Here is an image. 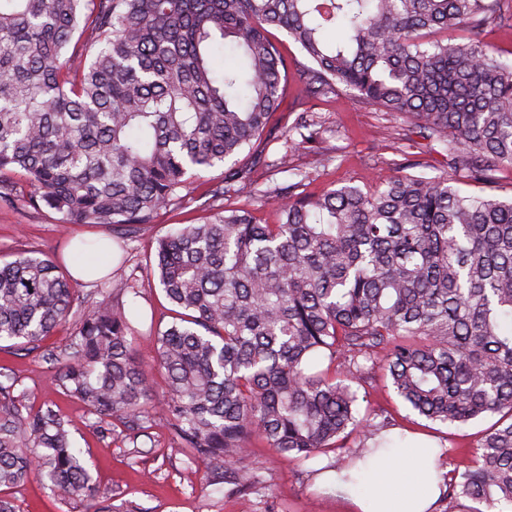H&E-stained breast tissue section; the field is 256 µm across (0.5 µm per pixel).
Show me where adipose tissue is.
Listing matches in <instances>:
<instances>
[{
    "mask_svg": "<svg viewBox=\"0 0 512 512\" xmlns=\"http://www.w3.org/2000/svg\"><path fill=\"white\" fill-rule=\"evenodd\" d=\"M441 449L391 446L368 456L360 470L331 474L327 487L354 512H432L445 489Z\"/></svg>",
    "mask_w": 512,
    "mask_h": 512,
    "instance_id": "ef3b65f1",
    "label": "adipose tissue"
}]
</instances>
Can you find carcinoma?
<instances>
[{
	"instance_id": "cac0c4a2",
	"label": "carcinoma",
	"mask_w": 512,
	"mask_h": 512,
	"mask_svg": "<svg viewBox=\"0 0 512 512\" xmlns=\"http://www.w3.org/2000/svg\"><path fill=\"white\" fill-rule=\"evenodd\" d=\"M336 26L346 36L330 44ZM488 28L512 31V0H0V207L132 239L224 167L210 215L154 239L145 276L173 313L156 337L172 445L227 493L260 483L243 464L254 438L298 460L352 446L327 465L347 471L391 444L358 410L378 368L433 422L499 416L446 487L479 504L469 512H512V196L492 192L512 166V64ZM271 29L311 64L288 63ZM290 77L308 99L344 89L413 121L447 169L307 195L283 158L298 181L264 191L279 222L259 223L232 202L254 191L240 155L322 135L307 110L269 126ZM76 286L42 253L0 260V344L46 353ZM127 294L138 279L96 280L102 300L49 356L55 385L98 422L147 437L148 373L112 304ZM322 359L340 373L315 370ZM17 385L0 379V512H19L5 491L34 472L83 512H137L96 487L69 420L23 404Z\"/></svg>"
}]
</instances>
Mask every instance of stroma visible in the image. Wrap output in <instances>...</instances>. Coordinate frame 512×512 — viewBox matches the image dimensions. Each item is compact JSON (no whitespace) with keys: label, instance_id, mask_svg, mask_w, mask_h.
<instances>
[{"label":"stroma","instance_id":"stroma-1","mask_svg":"<svg viewBox=\"0 0 512 512\" xmlns=\"http://www.w3.org/2000/svg\"><path fill=\"white\" fill-rule=\"evenodd\" d=\"M312 108L326 133L321 149H288L285 142L266 146L267 164L257 165L253 173L257 190L238 198V206L253 212L260 223L274 224L277 212L271 201L262 197L267 187L288 184L289 174L270 168V161L287 158L290 166L307 172L305 190L313 194L322 189L352 184L362 189L375 187L382 180L402 175L396 164L408 156L411 174H438L446 164L443 155L428 151L407 120L388 117L373 106L341 93L316 100ZM223 168L203 176V187L187 197L180 209L163 214L153 232L165 234L182 224L200 223L210 198L208 185L221 181ZM111 228L94 224H75L62 230L56 214L37 210L0 208V255L8 257L24 250L43 252L63 259L75 238L87 241L111 236ZM126 309L135 311L133 342L145 366L155 400L167 392L164 374L153 361L155 331L171 320L169 303L157 284H142L139 297H125ZM55 361L17 350H0V373L16 377L25 392L24 402L39 408L54 405L71 422L73 443L85 458L100 490L110 492L115 503L134 504L138 512H348L344 502L318 480L328 463L327 456L300 461L289 459L269 448L262 440L252 442L247 463L257 469L262 483L249 495L225 494L223 486L209 482L203 465L193 464L170 446V435L162 408L153 411L152 448L138 454L119 420H112L109 433H102L93 415L76 399L65 396L52 382ZM360 409L373 422L388 421V432L401 444L418 438L432 440L445 449L448 470L470 465L471 448L490 428L492 418H483L456 427L434 423L418 416L392 392L382 371H372L359 390ZM10 497L21 512H72L54 498L39 477H30L10 489Z\"/></svg>","mask_w":512,"mask_h":512}]
</instances>
